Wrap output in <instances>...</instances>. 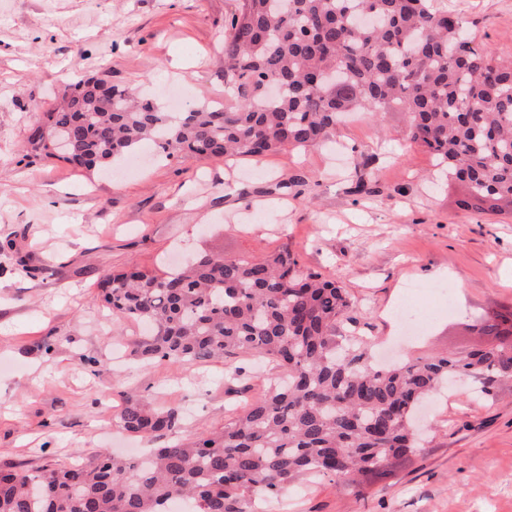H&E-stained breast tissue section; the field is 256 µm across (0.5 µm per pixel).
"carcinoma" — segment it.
Here are the masks:
<instances>
[{"mask_svg": "<svg viewBox=\"0 0 512 512\" xmlns=\"http://www.w3.org/2000/svg\"><path fill=\"white\" fill-rule=\"evenodd\" d=\"M224 38L216 105L168 112L91 76L64 91L28 135L30 156L88 171L144 143L167 159L261 158L325 141L345 112H403L407 140L433 154L478 202L512 197V62L475 42L466 22L435 0H237ZM72 130L62 152L46 132ZM98 288L117 323L151 329L135 355L208 362L252 353L273 363L268 388L224 428L155 448L137 462L104 450L82 464L0 466V512H167L178 497L198 512H257L307 476L349 481L376 474L415 448L417 403L461 375L512 376V313L492 312L488 350L372 364L364 341L339 334L345 288L302 270L281 251L262 259L200 254L162 275L104 274ZM122 429L146 440L182 426L173 407L129 397Z\"/></svg>", "mask_w": 512, "mask_h": 512, "instance_id": "1", "label": "carcinoma"}]
</instances>
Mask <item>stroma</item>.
I'll return each instance as SVG.
<instances>
[{"label":"stroma","mask_w":512,"mask_h":512,"mask_svg":"<svg viewBox=\"0 0 512 512\" xmlns=\"http://www.w3.org/2000/svg\"><path fill=\"white\" fill-rule=\"evenodd\" d=\"M471 34L512 56V0H436ZM236 0H0V463L37 470L100 451L143 450L117 422L127 396L185 415L177 438L220 430L275 369L133 355L145 328L113 323L98 296L107 272L155 273L209 253L288 251L348 291L351 331L375 360L487 344L481 315L512 310V199L463 209L466 187L406 139L400 112H354L328 143L259 159H158L92 173L23 160L30 127L79 78L107 75L169 106L223 99L222 40ZM42 268L17 276L18 260ZM431 318L407 336L395 311L408 284ZM423 441L356 481L306 479L266 512H512V378L489 394L469 380L420 408Z\"/></svg>","instance_id":"1"}]
</instances>
